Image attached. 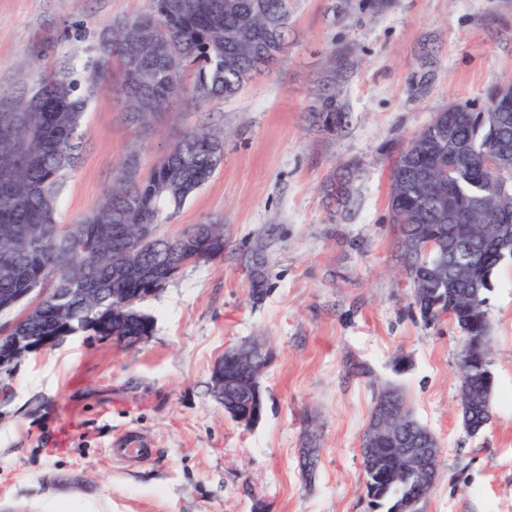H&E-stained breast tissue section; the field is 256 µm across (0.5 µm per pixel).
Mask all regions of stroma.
<instances>
[{
	"instance_id": "obj_1",
	"label": "stroma",
	"mask_w": 512,
	"mask_h": 512,
	"mask_svg": "<svg viewBox=\"0 0 512 512\" xmlns=\"http://www.w3.org/2000/svg\"><path fill=\"white\" fill-rule=\"evenodd\" d=\"M148 6L0 0V97L67 64L82 74L101 29ZM291 7L277 65L233 98L174 105L141 129L115 103L119 66L95 86L59 223L89 211L130 150L146 174L185 131L208 128L224 137L223 163L158 232L221 221L224 256L141 301L153 331L137 345L79 332L0 373V512H255L258 502L264 512H372L360 446L386 387L442 448L423 512H512V260L487 294L495 388L491 418L472 435L459 405L462 331L421 317L387 209L399 149L434 113L483 103L512 76V0ZM341 46L355 51L352 73L335 81L348 118L330 134L310 106ZM254 339L270 359L263 416L246 428L225 414L211 377L225 349ZM132 432L150 456L109 454Z\"/></svg>"
}]
</instances>
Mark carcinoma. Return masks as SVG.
Masks as SVG:
<instances>
[{
  "instance_id": "1",
  "label": "carcinoma",
  "mask_w": 512,
  "mask_h": 512,
  "mask_svg": "<svg viewBox=\"0 0 512 512\" xmlns=\"http://www.w3.org/2000/svg\"><path fill=\"white\" fill-rule=\"evenodd\" d=\"M291 16L289 0H150L148 9L133 19H118L105 28L93 45L84 67V82L71 68L42 74L27 94L0 99V315L6 302L28 288H43L55 278L54 288H98L91 306L109 307L114 296H130L142 287L143 275L155 270L156 280L168 284L166 268L174 239L183 231L156 237L153 249L129 259L121 277L112 273V255L127 248L112 233L114 224H149L151 229L170 221L180 207L213 176L224 160L221 134L192 129L185 132L160 162L142 177L139 157L130 151L118 165L112 186L86 215L64 228L57 222L63 180L72 171L67 157L79 156L84 112L94 86L104 78L99 59L117 58L122 81L116 99L137 124L165 112L177 99L201 104L228 99L272 67L283 50ZM198 64L193 83L186 86V65ZM353 66L352 51L343 46L332 54L331 85L324 89L312 114L328 133L344 124L345 112L336 93V76ZM498 88L487 92L478 110L468 104L443 115L442 124L428 123L420 131L418 147L402 148L394 162L389 190L391 223L399 228L402 256L422 318L449 315L467 336L459 352V392L469 397L461 407L468 432L481 431L491 417L494 376L487 360L489 324L485 294L505 258L512 257V188H491L493 176L485 168L482 147L500 144L512 167V105L492 115L491 101ZM429 172L435 192L416 181V171ZM451 193L456 212L469 216L458 224L441 207L440 194ZM218 235L199 254H183V267L224 257V225L212 224ZM97 251L96 263H87L86 250ZM58 308L26 321L30 336H58ZM237 348L224 352V373L234 381L224 388L225 413L241 422L256 403L240 394L252 384L264 362L241 364ZM386 400L379 395L371 417L383 408L407 410L394 389ZM381 442L373 461L362 459L366 491L378 512H391L401 499L427 497L419 484H394L388 473L393 460Z\"/></svg>"
}]
</instances>
